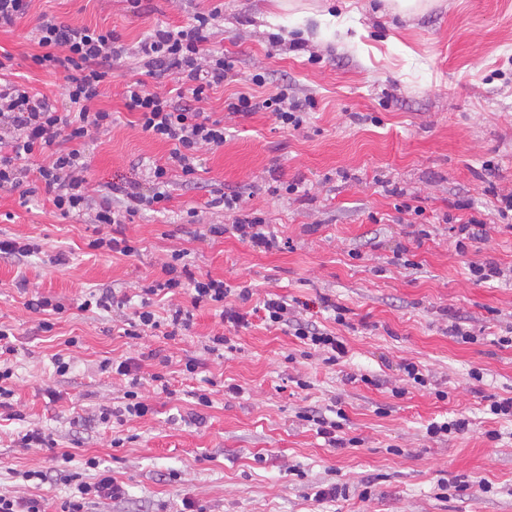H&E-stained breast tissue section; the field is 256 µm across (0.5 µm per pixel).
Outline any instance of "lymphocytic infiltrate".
I'll list each match as a JSON object with an SVG mask.
<instances>
[{
    "label": "lymphocytic infiltrate",
    "instance_id": "f902f5d3",
    "mask_svg": "<svg viewBox=\"0 0 512 512\" xmlns=\"http://www.w3.org/2000/svg\"><path fill=\"white\" fill-rule=\"evenodd\" d=\"M219 16L216 10L196 13L191 23L155 29L138 45L136 54L143 61L144 75L126 83L124 106L136 114L143 132L172 144L173 149L168 164L151 167L147 183L128 180L109 184L110 195L102 200L95 217L102 231L89 241L90 249L126 257L137 255L136 246L128 239L107 234V227L124 223L143 208L168 201L171 169H178L185 183L196 182L199 152L223 146L222 121L211 118L203 109L210 92L223 86L230 70L223 52L208 46L207 31ZM34 40L40 52L33 55V64L50 73L64 70L68 105L57 108L44 95L5 80L13 58L8 54L0 55V147L7 149L6 154H0V191L19 188L32 172L28 168L29 160L42 156L43 162L34 172L51 195L54 207L67 215L83 210L88 203V182L84 176L88 164L80 146L112 131L111 112L98 108L96 101L102 86L111 82L112 69L126 55L127 49L115 31L71 25L48 14L40 16ZM168 72L177 76L176 90L150 87V80ZM224 109L232 114L269 112L281 127L297 129L303 123L305 106L289 99L287 91L283 90L266 98L240 92L225 99ZM220 200L225 210L235 213L236 219L228 226L209 225V235L221 237L230 233L261 251L278 248V238L262 214L243 213L242 192L222 193ZM162 272L163 279L141 288L140 303L127 321L126 335H142L157 329L163 322L175 331L189 329L193 309L202 306L218 307L223 323L230 327L248 325L249 314L242 305L252 297L250 286L234 288L212 276L195 275L180 251L171 255ZM179 288L186 289L188 304H170L166 319L158 320L152 309V296L164 291L172 293ZM261 310L266 325L292 328L294 336L302 343L326 350L329 364H336L345 356L343 342L316 323L297 319L286 297L267 295ZM111 370L127 378L129 389L124 393V403L112 411L102 412L101 420L148 414L151 407L137 393L141 378L134 373L131 362L113 363ZM69 480L74 490L63 502L61 512H85L91 500L123 493L115 478L105 474L90 482L75 472L70 474Z\"/></svg>",
    "mask_w": 512,
    "mask_h": 512
}]
</instances>
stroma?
I'll return each mask as SVG.
<instances>
[{"mask_svg": "<svg viewBox=\"0 0 512 512\" xmlns=\"http://www.w3.org/2000/svg\"><path fill=\"white\" fill-rule=\"evenodd\" d=\"M214 8L222 17L210 42L232 68L207 109L223 120L226 140L201 151L197 185L174 177L166 212L143 210L123 225L137 256L87 243L107 185L145 179L171 150L124 107L138 58L115 66L97 102L116 122L86 147L91 207L64 216L44 190L0 194V237L46 248L21 262L0 258V324L18 344L12 406L0 408V493L61 512L72 492L65 473L93 478L84 462L94 457L124 493L89 512H185L188 499L201 512H512V419L487 412L490 397L512 396V347L499 343L512 334V212L501 211L512 191V0H424L406 13L389 0H147L138 14L126 0H32L0 29V53L13 56L19 83L60 107L63 75L31 62L39 15L111 29L133 45ZM258 73L267 77L259 95L284 88L311 100L299 129L279 127L268 112L225 113V98L249 91ZM295 180L304 192L272 194ZM230 188L246 193L245 209L263 214L281 248L207 235L208 225L234 220L216 201ZM406 204L421 215L402 213ZM472 217L486 233L458 252L451 221ZM422 229L427 238H418ZM177 250L194 273L252 286V304L269 293L299 300L298 318L336 333L346 356L326 364L290 330L257 318L223 329L210 306L195 310L182 335H124L122 314ZM49 252L66 263L47 262ZM488 259L502 274L477 281L470 268ZM106 288L124 308L79 311L89 292ZM37 293L66 306L52 332L26 306ZM326 297L346 308V325L323 307ZM456 322L473 341L450 335ZM222 330L234 350L207 352L208 336ZM72 336L77 345H68ZM58 354L71 363L63 376ZM107 358L140 364L152 413L97 422L125 392L119 376L100 370ZM189 358L199 363L192 377L183 372ZM407 362L425 385L408 380ZM155 372L171 394L150 381ZM229 383L240 393H226ZM203 387L207 407L195 398ZM317 416L340 418L344 446L318 434ZM460 417L470 422L465 432H426ZM29 430L53 447H23ZM64 452L73 460L60 473L54 458ZM36 466L48 469L47 482L23 481ZM459 476L470 490H455ZM332 487L339 495L317 499Z\"/></svg>", "mask_w": 512, "mask_h": 512, "instance_id": "stroma-1", "label": "stroma"}]
</instances>
